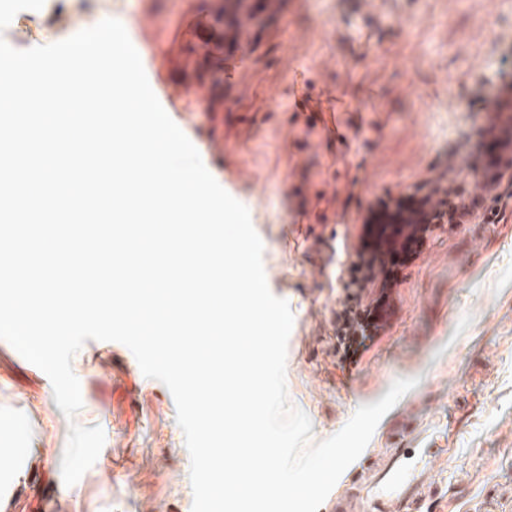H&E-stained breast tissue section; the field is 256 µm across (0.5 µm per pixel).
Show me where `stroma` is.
<instances>
[{"mask_svg": "<svg viewBox=\"0 0 512 512\" xmlns=\"http://www.w3.org/2000/svg\"><path fill=\"white\" fill-rule=\"evenodd\" d=\"M215 0H45L0 32L24 50L107 17L122 21L147 76L188 114L181 130L216 180L244 204L263 245L271 292L294 316L290 404L314 441L337 433L396 379L418 378L369 444L415 427L416 458L450 453L427 512H512V182L456 232H434L401 273L392 327L355 368L338 367L332 316L376 198L464 185L473 146L497 125L477 112L512 81V0H241L224 24L236 82L199 79L192 51ZM334 96L350 127L345 152L294 110L293 82ZM367 177L368 188L354 184ZM72 368L83 406L67 418L47 375L0 340V512H192L190 457L168 388L128 347L86 341ZM101 426L105 444L65 486L71 423ZM23 474L13 479L11 459Z\"/></svg>", "mask_w": 512, "mask_h": 512, "instance_id": "1", "label": "stroma"}]
</instances>
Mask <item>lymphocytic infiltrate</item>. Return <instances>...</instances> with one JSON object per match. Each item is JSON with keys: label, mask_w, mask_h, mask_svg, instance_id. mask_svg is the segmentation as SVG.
I'll return each mask as SVG.
<instances>
[{"label": "lymphocytic infiltrate", "mask_w": 512, "mask_h": 512, "mask_svg": "<svg viewBox=\"0 0 512 512\" xmlns=\"http://www.w3.org/2000/svg\"><path fill=\"white\" fill-rule=\"evenodd\" d=\"M400 248L383 251L362 239L347 268L348 284L333 313L332 327L339 367L357 365L362 355L392 325V293L399 272L421 251L428 225L408 224Z\"/></svg>", "instance_id": "lymphocytic-infiltrate-1"}]
</instances>
